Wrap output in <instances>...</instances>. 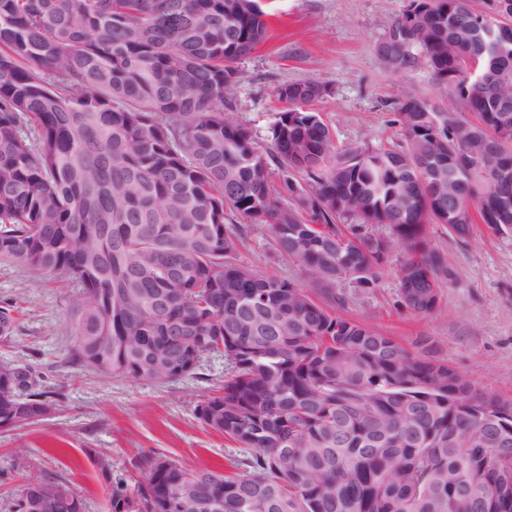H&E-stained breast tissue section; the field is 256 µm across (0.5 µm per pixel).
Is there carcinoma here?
Here are the masks:
<instances>
[{
  "label": "carcinoma",
  "mask_w": 512,
  "mask_h": 512,
  "mask_svg": "<svg viewBox=\"0 0 512 512\" xmlns=\"http://www.w3.org/2000/svg\"><path fill=\"white\" fill-rule=\"evenodd\" d=\"M267 30L261 0H0V259L80 286L83 366L166 382L224 358L197 418L251 451L232 475L137 455L108 512H512V403L428 338L413 354L254 273L238 223L270 226L324 295L378 287L397 249L398 305L438 313L451 272L428 226L512 233V0H408L374 52L391 76L428 69L437 97L397 100L387 146L338 145L308 77L276 88L261 152L224 92ZM14 326L0 306V338ZM26 377L0 364L1 431L51 409ZM15 507L83 512L35 476Z\"/></svg>",
  "instance_id": "1"
}]
</instances>
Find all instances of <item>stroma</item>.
Segmentation results:
<instances>
[{
  "label": "stroma",
  "instance_id": "1",
  "mask_svg": "<svg viewBox=\"0 0 512 512\" xmlns=\"http://www.w3.org/2000/svg\"><path fill=\"white\" fill-rule=\"evenodd\" d=\"M406 0H264L270 14L266 41L237 64L235 84L225 92L233 113L268 149V131L282 104L278 85L313 76L328 88L315 108L331 124L339 144L399 140L391 122L394 103L405 93H434L422 69L408 77L385 73L373 47ZM432 246L448 257L452 276L442 306L430 317L398 309L395 263H388L378 288L362 291L338 283L337 315L413 347L429 337L430 356L463 373L474 388L512 402V235L477 224L467 243L441 225L428 230ZM268 227L249 233L240 257L260 275L273 274L308 287L292 261L275 259ZM80 292L61 275L31 271L0 260V304L15 309L16 331L0 339V364L30 368L48 392L51 411L41 421L0 433V512H15L30 475L66 481L82 499L84 512H108L113 482L137 473L135 453L161 454L190 470L221 469L247 452L206 428L196 409L222 388V359L203 361L195 374L158 383L108 377L72 363L71 311ZM111 463L102 476L100 458Z\"/></svg>",
  "mask_w": 512,
  "mask_h": 512
}]
</instances>
